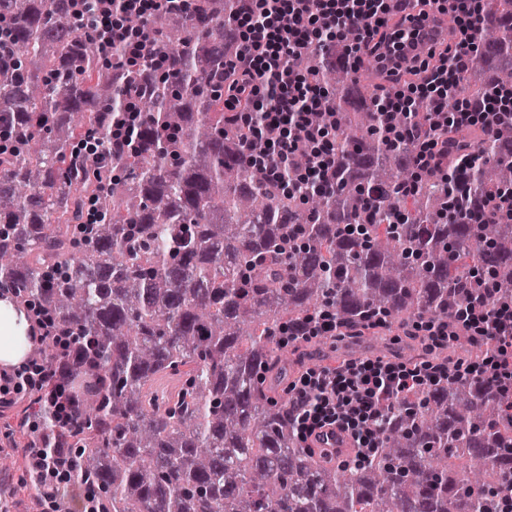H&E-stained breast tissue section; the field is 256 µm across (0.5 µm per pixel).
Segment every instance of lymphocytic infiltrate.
I'll list each match as a JSON object with an SVG mask.
<instances>
[{
  "mask_svg": "<svg viewBox=\"0 0 512 512\" xmlns=\"http://www.w3.org/2000/svg\"><path fill=\"white\" fill-rule=\"evenodd\" d=\"M200 0H75L83 20L93 22L104 45L120 43L122 61L128 66L147 62L163 66L158 38L147 28L129 27L127 19L148 18L160 8L191 14ZM457 40L454 45L428 47L426 55L415 56L406 67L387 65L380 50L390 32L402 28L406 18L397 15L391 0H241L238 13L228 26L240 42L242 54L233 70L236 83L224 88L226 121L237 128L265 137L268 149L258 156L244 152L247 164L262 169L273 183L283 184L285 167L302 144H309L307 165L298 179L330 184L336 167V134L314 124L312 113L323 103L322 89L310 83L295 68L302 53L326 43H344L345 32H355L354 44L345 45L344 60L359 69L364 58H374L379 69L407 74L400 90L384 95L377 106L386 118L389 139L414 143L411 167L425 179L441 166L448 150L443 132L462 124L479 127L494 135L498 119L512 115V96L505 88H494L482 110H474L466 99L449 104L455 88L476 58L481 32L488 20L477 0H456ZM424 107L435 117L437 132L417 133L413 126L393 123L396 113L415 112ZM459 320L474 336L489 340L485 357L475 364L452 365L441 370L395 357L346 361L337 365L306 369L290 384L291 392L306 406L299 417L297 435L308 440L318 430L338 427L356 448L354 465L365 464L378 446L375 424L381 404L389 395L411 388L427 389L437 380L480 379L489 386L512 385V303L493 307L480 305L460 314ZM58 368L32 365L0 373V406L12 409L20 393L53 387L49 400L58 425L72 424L73 396L57 382ZM21 460L30 473L33 488L53 512H97L99 488L87 482L79 499H68L64 487L73 481L75 452L47 448L32 441L23 446Z\"/></svg>",
  "mask_w": 512,
  "mask_h": 512,
  "instance_id": "1",
  "label": "lymphocytic infiltrate"
}]
</instances>
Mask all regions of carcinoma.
I'll list each match as a JSON object with an SVG mask.
<instances>
[{"label":"carcinoma","mask_w":512,"mask_h":512,"mask_svg":"<svg viewBox=\"0 0 512 512\" xmlns=\"http://www.w3.org/2000/svg\"><path fill=\"white\" fill-rule=\"evenodd\" d=\"M236 0H202L132 27L156 33L167 69L126 67L79 23L71 0H0V286L38 298L77 340L67 358L93 379L77 420L58 426L36 400L55 448L78 449L77 483L101 487L102 512H502L512 492V387L440 383L390 398L378 453L351 470L296 436L288 371L319 355L298 328L328 308L337 351L378 340L389 351L426 315L452 340L423 343L410 363L478 361L488 345L455 313L491 270L485 304L512 298V224L472 222L486 197L512 187V122L495 137L448 131V179L416 184L411 145L389 143L374 104L379 74L360 84L313 48L295 65L326 93L315 120L336 130L335 192L285 194L242 163L224 127V34ZM501 23L481 36V79L448 94L477 106L512 86V0H485ZM351 83L347 110L333 91ZM143 112L119 141L126 102ZM103 142L93 157L74 140ZM99 215L83 224L86 198Z\"/></svg>","instance_id":"cac0c4a2"}]
</instances>
